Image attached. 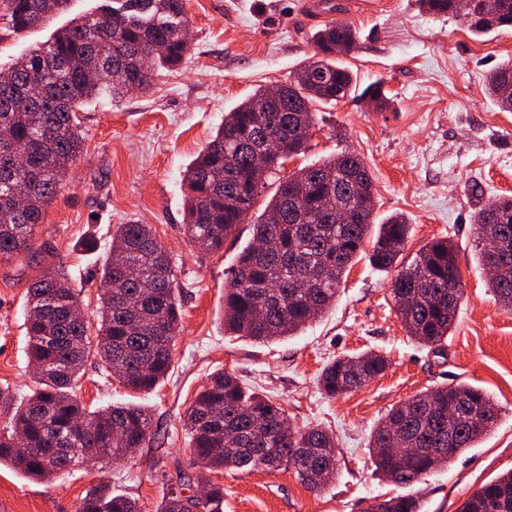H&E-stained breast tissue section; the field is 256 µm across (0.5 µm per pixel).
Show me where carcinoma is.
Instances as JSON below:
<instances>
[{"instance_id": "carcinoma-1", "label": "carcinoma", "mask_w": 512, "mask_h": 512, "mask_svg": "<svg viewBox=\"0 0 512 512\" xmlns=\"http://www.w3.org/2000/svg\"><path fill=\"white\" fill-rule=\"evenodd\" d=\"M69 0H0V16L14 35L64 10ZM418 0L432 14H460L474 34L512 27V0ZM184 0H103L101 12L79 18L50 42L17 58L0 73V261L30 252L45 207L62 188L68 167L80 155L82 134L76 112L88 101L145 93L159 69L176 67L190 50ZM348 54L352 29L327 24L315 35L313 60L281 86L279 101L267 102L257 88L224 115L207 146L185 171V231L202 252H216L246 222L265 176L282 166L286 152L306 150L314 125V103L356 93L352 72L340 65L336 46ZM493 101L512 110V63L487 80ZM27 183L18 203V178ZM334 196L351 213L346 224L321 211L320 199ZM372 177L356 154L340 152L303 168L282 182L251 224L252 241L239 254L224 285V332L266 342L293 336L336 302L346 273L363 251L374 223ZM477 255L489 271L494 299L512 310V197L474 215ZM410 233L401 214L389 216L372 241L370 263L388 270L398 261ZM271 247L258 252L257 243ZM50 273L27 287L25 329L28 353L40 369L39 387L18 399L0 388V465L50 483L76 470L71 449L87 460H120L123 449L140 448L155 436L147 409L139 404L89 410L73 394L85 358L92 352L107 375L136 392L150 393L167 377L181 319L179 289L171 260L149 224H121L101 273L98 336L69 314L78 294ZM391 290L408 335L437 347L450 333L463 297L455 246L446 239L426 244L398 271ZM387 359L370 351L328 362L319 375L331 399L363 387L382 374ZM499 409L483 390L449 384L427 390L392 408L375 428L372 448L379 476L397 487L412 485L475 447L495 425ZM189 468L168 484L156 512H190L183 490L188 477L209 487L201 512H224V486L215 471L237 473L292 469L312 491L336 473L326 452L336 438L317 425L296 428L286 411L218 370L186 411ZM24 431L17 443L15 432ZM24 447L23 453L18 447ZM78 512H141L135 499L114 495L100 483ZM369 512H422L418 499L396 495ZM459 512H512V471L485 484Z\"/></svg>"}]
</instances>
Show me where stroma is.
<instances>
[{
    "label": "stroma",
    "mask_w": 512,
    "mask_h": 512,
    "mask_svg": "<svg viewBox=\"0 0 512 512\" xmlns=\"http://www.w3.org/2000/svg\"><path fill=\"white\" fill-rule=\"evenodd\" d=\"M101 0H70L44 25L0 34L8 66ZM191 48L177 70L160 71L150 92L90 101L78 113L83 150L47 207L30 255L0 261V387L36 389L24 328L28 285L62 272L80 293L89 328L97 326L98 280L120 224L153 225L181 289L182 320L167 379L152 393L107 378L97 356L83 366L75 394L96 410L115 403L147 406L155 442L115 463L100 462L42 483L0 466V503L9 512H77L100 480L155 512L176 465L190 459L186 408L216 370L279 404L293 426L321 424L336 435V476L321 492L294 472L224 471V512H366L396 495L381 480L369 448L375 426L395 404L430 388L466 383L487 392L499 418L485 438L452 464L413 486L423 512H457L484 484L512 470V311L494 300L475 249V212L512 196V112L486 90L488 73L512 61V29L472 34L462 17L433 15L417 0H185ZM350 26L353 51L342 63L359 87L382 86L389 103L361 99L314 104L317 133L309 149L271 173L253 207L261 212L280 182L331 154L352 151L374 177L375 221L394 213L410 224L400 264L445 239L458 252L464 295L442 350L409 336L391 292L394 271L361 253L336 303L296 336L259 343L226 335L224 285L251 238L249 225L213 253L184 234L182 176L232 110L254 89L289 83L313 56V36L327 24ZM376 351L388 369L335 399L317 385L336 357Z\"/></svg>",
    "instance_id": "35a3bbf8"
}]
</instances>
